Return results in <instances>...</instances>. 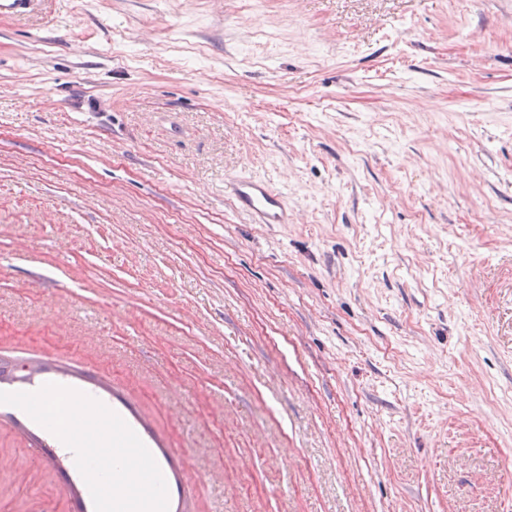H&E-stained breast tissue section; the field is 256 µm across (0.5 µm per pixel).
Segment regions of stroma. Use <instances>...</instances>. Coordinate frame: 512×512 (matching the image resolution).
I'll use <instances>...</instances> for the list:
<instances>
[{"label": "stroma", "instance_id": "1", "mask_svg": "<svg viewBox=\"0 0 512 512\" xmlns=\"http://www.w3.org/2000/svg\"><path fill=\"white\" fill-rule=\"evenodd\" d=\"M0 359L117 413L175 512H512V0L0 16ZM4 459L0 512H94L0 404ZM237 207L253 224H289L291 212L280 193L264 181L252 177L234 178L229 182Z\"/></svg>", "mask_w": 512, "mask_h": 512}]
</instances>
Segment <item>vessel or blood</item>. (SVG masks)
<instances>
[{
	"label": "vessel or blood",
	"mask_w": 512,
	"mask_h": 512,
	"mask_svg": "<svg viewBox=\"0 0 512 512\" xmlns=\"http://www.w3.org/2000/svg\"><path fill=\"white\" fill-rule=\"evenodd\" d=\"M43 0H0V16L14 20L39 11ZM237 207L255 224H287L291 221L288 205L280 193L264 181L242 177L229 183Z\"/></svg>",
	"instance_id": "obj_1"
}]
</instances>
